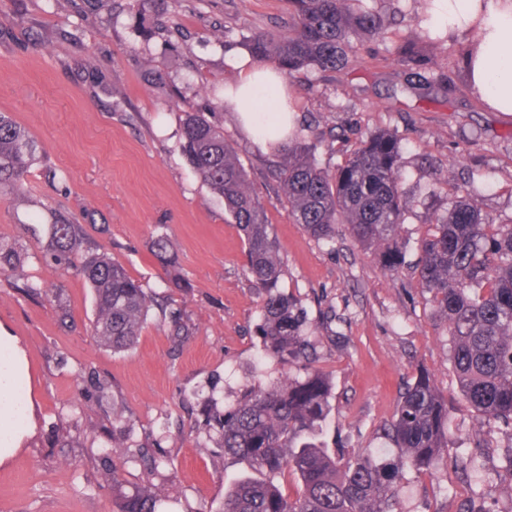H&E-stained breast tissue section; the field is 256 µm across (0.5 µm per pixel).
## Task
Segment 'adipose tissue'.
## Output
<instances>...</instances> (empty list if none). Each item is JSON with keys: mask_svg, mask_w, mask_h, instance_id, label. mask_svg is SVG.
Here are the masks:
<instances>
[{"mask_svg": "<svg viewBox=\"0 0 512 512\" xmlns=\"http://www.w3.org/2000/svg\"><path fill=\"white\" fill-rule=\"evenodd\" d=\"M430 24L447 35L475 33L481 46L472 68V90L495 112L512 113V0H434ZM235 88L224 94L249 138L259 130H291L288 90L271 65L238 61Z\"/></svg>", "mask_w": 512, "mask_h": 512, "instance_id": "obj_1", "label": "adipose tissue"}]
</instances>
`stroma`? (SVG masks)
<instances>
[{
    "mask_svg": "<svg viewBox=\"0 0 512 512\" xmlns=\"http://www.w3.org/2000/svg\"><path fill=\"white\" fill-rule=\"evenodd\" d=\"M426 0H370L395 19L398 38L429 24ZM287 0H0V112L38 146L40 161L22 190L0 201V241L26 260L0 275V328L26 353L30 375L19 395L33 416L18 452L0 464V512H117L112 488V416L134 441L123 489L155 484L163 512H222L225 490L248 469L225 455L215 432L194 413L210 388L232 403L243 382L276 380L254 333L260 297L244 275L242 236L224 202L182 153L185 112L208 113L246 168L285 264L280 285L302 307L333 398L318 440L329 452H384V426L406 386L429 371L448 398V446L434 474L406 473L398 512H460L484 504L512 512V430H485L458 392L448 325L413 265L434 216L446 215L453 185L464 186L497 225H512V114L476 102L455 78L462 42L447 36L427 81L411 80L391 42L366 43L341 72L305 69L284 76L297 101L295 121L317 142L322 165L339 159L338 136L388 130L402 140V188L410 202L400 236L410 249L403 269L384 271L347 232L331 242L308 236L274 202L271 153L240 132L224 107L237 77L243 37L283 34ZM82 220L103 246L196 328L174 347L159 310L138 344L115 354L93 336L87 283L45 263L46 238L26 230L55 215ZM165 236L177 257L162 267L150 244ZM188 282L179 290L171 280ZM35 283L40 293L24 292ZM70 314V328L58 320ZM108 385L104 403L82 392L84 379ZM483 432L475 443V432ZM162 464L145 475L139 444Z\"/></svg>",
    "mask_w": 512,
    "mask_h": 512,
    "instance_id": "1",
    "label": "stroma"
}]
</instances>
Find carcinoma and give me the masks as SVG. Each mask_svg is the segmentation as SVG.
<instances>
[{
	"mask_svg": "<svg viewBox=\"0 0 512 512\" xmlns=\"http://www.w3.org/2000/svg\"><path fill=\"white\" fill-rule=\"evenodd\" d=\"M367 0H288V34L254 32L245 44L252 57L271 61L286 74L303 69L336 72L346 68L366 39L387 41L389 20ZM424 35H409L396 47L410 70L427 69ZM480 40L473 38L456 62L472 75ZM183 152L201 181L219 197L244 237L246 274L259 289L255 325L265 358L285 375L263 386L246 383L233 405L218 408L216 390L205 398L206 425L219 433L224 454L243 460L261 479L245 478L224 493V512H394L405 472L431 473L448 447V398L430 374L420 372L402 393L394 418L385 426L395 449L391 457L368 452L336 457L303 438L319 427L330 408L328 380L317 367L315 347L302 308L280 289L283 259L266 206L254 194L224 129L203 112H186ZM276 203L318 241H330L336 227L374 253L383 269L405 263L399 230L409 201L401 187L402 147L397 135L375 131L363 140H341V162L321 165L315 145L298 137L277 145ZM37 148L24 128L0 113V197L20 189L37 163ZM47 264L82 276L93 290L95 336L112 353L131 350L155 300L152 292L107 252L85 244L83 225L73 219L47 225ZM152 253L163 266L175 262L168 241L159 237ZM25 260L18 247L0 241V274ZM419 278L448 323L450 362L463 399L488 422L512 428V226L489 223L473 198L456 190L446 216L421 240ZM168 335L183 342L194 327L179 310L169 312ZM300 372L292 377L291 370ZM122 417L113 415L112 456H123L127 435H117ZM294 476L302 483L290 500L276 484ZM118 512H158L160 498L144 484L119 492Z\"/></svg>",
	"mask_w": 512,
	"mask_h": 512,
	"instance_id": "carcinoma-1",
	"label": "carcinoma"
}]
</instances>
